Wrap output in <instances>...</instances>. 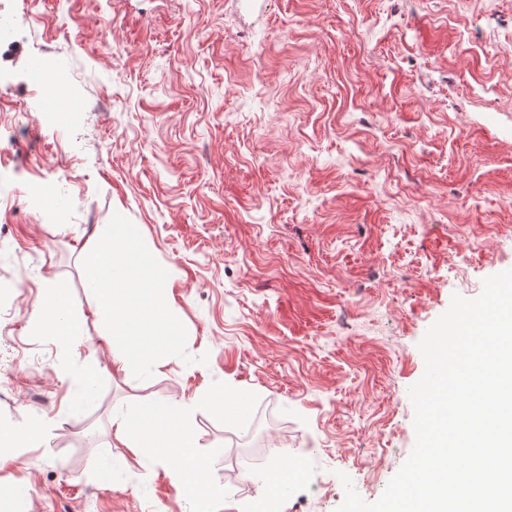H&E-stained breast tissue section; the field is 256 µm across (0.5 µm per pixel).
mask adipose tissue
<instances>
[{"mask_svg":"<svg viewBox=\"0 0 512 512\" xmlns=\"http://www.w3.org/2000/svg\"><path fill=\"white\" fill-rule=\"evenodd\" d=\"M195 407L147 403L133 413L112 416L114 435L135 455L142 467L175 462V482L187 491L205 495L206 465L194 453Z\"/></svg>","mask_w":512,"mask_h":512,"instance_id":"1","label":"adipose tissue"}]
</instances>
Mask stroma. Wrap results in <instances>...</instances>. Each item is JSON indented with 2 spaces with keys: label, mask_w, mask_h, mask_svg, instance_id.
Here are the masks:
<instances>
[{
  "label": "stroma",
  "mask_w": 512,
  "mask_h": 512,
  "mask_svg": "<svg viewBox=\"0 0 512 512\" xmlns=\"http://www.w3.org/2000/svg\"><path fill=\"white\" fill-rule=\"evenodd\" d=\"M0 503L29 512H252L241 468L295 469L279 512H336L341 457L378 501L415 443L418 344L453 295L512 269V0H0ZM110 27L111 47L100 30ZM78 119H39L32 58ZM168 271L207 364L113 372L83 260L113 213ZM78 316L66 340L48 296ZM100 373L77 400L88 363ZM198 408L204 499L142 468L116 412Z\"/></svg>",
  "instance_id": "35a3bbf8"
}]
</instances>
